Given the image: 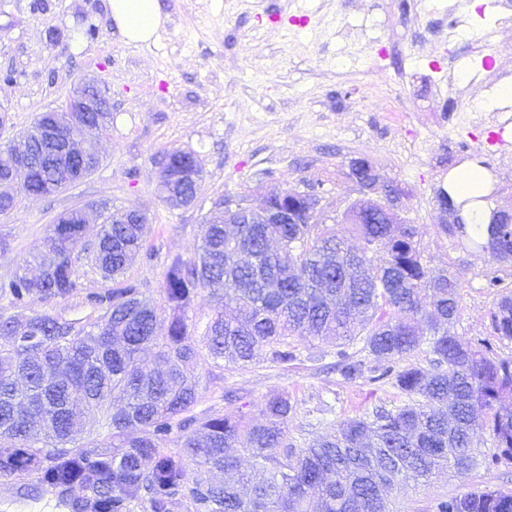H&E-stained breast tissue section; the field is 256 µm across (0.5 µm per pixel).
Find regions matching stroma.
<instances>
[{"instance_id":"obj_1","label":"stroma","mask_w":512,"mask_h":512,"mask_svg":"<svg viewBox=\"0 0 512 512\" xmlns=\"http://www.w3.org/2000/svg\"><path fill=\"white\" fill-rule=\"evenodd\" d=\"M169 20L147 44L120 39L107 0H0V110L10 121L0 144L15 139L41 112L62 106L73 87L96 76L107 86L112 120L98 139L99 167L84 181L49 197L17 194L0 215V281L41 252L55 216L97 204L137 209L148 218L145 255L128 279L156 295L168 260L192 258L215 202L249 195L254 203L288 188L314 185L329 215L339 217L359 196L351 161L367 162L381 184L399 191L398 216L419 231L432 272L447 269L461 284L456 332L492 341L512 358V340L493 329L496 298L486 276L498 262L461 237L436 232L437 202L448 176L465 163H483L494 176L491 198L512 208V147L492 145L506 115L488 111L474 126L465 109L474 68L470 32L491 27V0H458L462 20L449 32L441 0H161ZM95 38H87L88 27ZM459 58L449 60L447 46ZM168 150L195 152L203 167L198 199L169 208L158 193L160 159ZM75 267L80 288L43 308L88 322L85 301L110 288L86 253ZM335 340L298 343L299 359L285 368L265 358L227 369L198 361L196 413L240 408L260 415L264 400L287 393L296 411L288 427L298 441L333 433L342 419L400 405L390 383L344 382L329 371ZM237 390L238 405L224 401ZM22 481L0 477V512H64L54 493L26 496ZM512 489V465H476L440 474L427 486H404L391 512H434L443 497L476 488Z\"/></svg>"}]
</instances>
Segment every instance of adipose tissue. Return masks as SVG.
<instances>
[{"mask_svg": "<svg viewBox=\"0 0 512 512\" xmlns=\"http://www.w3.org/2000/svg\"><path fill=\"white\" fill-rule=\"evenodd\" d=\"M112 21L126 42L148 43L165 24L167 16L160 0H108ZM493 182L484 167L464 164L448 177V196L460 206L467 234L486 230L491 213L484 197Z\"/></svg>", "mask_w": 512, "mask_h": 512, "instance_id": "ef3b65f1", "label": "adipose tissue"}]
</instances>
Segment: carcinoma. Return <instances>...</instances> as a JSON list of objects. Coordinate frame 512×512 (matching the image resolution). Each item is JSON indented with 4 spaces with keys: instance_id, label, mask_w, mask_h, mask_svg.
<instances>
[{
    "instance_id": "carcinoma-1",
    "label": "carcinoma",
    "mask_w": 512,
    "mask_h": 512,
    "mask_svg": "<svg viewBox=\"0 0 512 512\" xmlns=\"http://www.w3.org/2000/svg\"><path fill=\"white\" fill-rule=\"evenodd\" d=\"M60 119L69 136L93 140L107 129L96 112L76 123ZM163 159L159 193L168 205L195 192L178 175L200 176L202 165L192 151ZM33 164L26 194L75 181L39 143ZM145 228L119 216L102 225L92 262L112 287L87 295L100 312L92 322L32 309L79 288V224L51 225L44 242L51 268L30 277L25 259L23 273L0 284L15 307L32 310L21 319L0 316V437L13 442L0 452V476L38 475L26 494L56 492L71 512H310L313 500L317 512H387L401 480L428 485L440 470H471L480 432L495 448L487 465L512 461V409L501 405L512 393V360L489 341L473 344L454 332L459 280L430 273L414 227L388 224L379 212L375 224L350 225L363 241L353 249L326 224H248L241 211L226 209L224 219L203 224L195 257L170 259L161 304L125 278ZM470 242L506 262L512 224H490L486 242ZM487 288L500 295L494 331L512 339V281L493 272ZM204 290L219 295L204 332L212 360L244 367L269 347V361L286 365L297 360L295 340L360 339L376 361L370 381H392L402 403L345 418L304 448L288 436L294 405L286 393L267 398L257 422L242 413H194L199 379L190 366L200 351L186 341V312ZM413 352L430 355V368L396 367ZM149 356L162 368L146 372ZM364 367L338 352L344 381L363 377ZM92 426L102 432L83 441ZM436 512H512V491L477 488L440 500Z\"/></svg>"
}]
</instances>
